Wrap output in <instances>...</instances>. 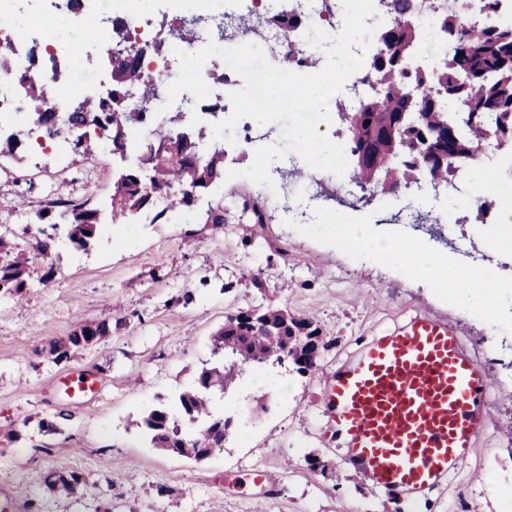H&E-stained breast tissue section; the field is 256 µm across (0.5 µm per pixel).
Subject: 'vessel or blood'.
<instances>
[{
	"label": "vessel or blood",
	"mask_w": 512,
	"mask_h": 512,
	"mask_svg": "<svg viewBox=\"0 0 512 512\" xmlns=\"http://www.w3.org/2000/svg\"><path fill=\"white\" fill-rule=\"evenodd\" d=\"M492 386L453 324L417 312L337 359L322 416L349 469L413 500L476 453Z\"/></svg>",
	"instance_id": "obj_1"
}]
</instances>
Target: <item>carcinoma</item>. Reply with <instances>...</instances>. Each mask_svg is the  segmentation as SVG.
Instances as JSON below:
<instances>
[{
	"mask_svg": "<svg viewBox=\"0 0 512 512\" xmlns=\"http://www.w3.org/2000/svg\"><path fill=\"white\" fill-rule=\"evenodd\" d=\"M389 5L390 21L377 29L369 68L362 78L377 88L350 108H339L347 113L342 122L350 129L348 152L352 156L368 143L370 130L384 118L405 113L395 135L377 138L372 159L356 167L355 182L372 197L392 194L397 187L409 192L422 181L448 184L491 143L499 150L512 149V21L465 28L449 0H430L426 7L436 12L441 36L450 41L451 50L440 49L438 64L428 69L418 63L417 49L424 34L415 23L410 0H389ZM267 24L292 32L302 20L285 11L259 13L241 18L237 28L253 32ZM197 30L195 19H176L167 25L168 39L144 47L130 36L123 21H112L109 90L70 103L65 112L53 111L52 104L60 89L71 82L72 70L57 69L49 83L16 75L25 91L27 124L49 137L63 138L68 165L92 159L104 147L122 158L134 151L136 160L114 177L110 202L114 220L147 210L154 211L157 220L189 209L224 177V145L211 142V125L221 120L220 113H208L210 121L204 122L182 110L167 112L156 128H150L157 119L155 103L165 87L144 76L141 59L148 50L163 53L171 42L192 43ZM15 38L14 28L0 26V73L13 71ZM282 63L311 65L315 57L290 44ZM132 86L140 94L133 108L127 104ZM135 131L144 135L133 147ZM19 147L15 133L0 140V154H9L20 167L25 157L17 154ZM199 217L211 233L223 232L224 198L211 202ZM100 224L99 211L83 202L57 211L48 207L38 211L35 222L23 228L28 236L25 248L15 237L0 233V294L23 292L32 255L50 257L61 229H66L76 248L85 249ZM252 311L261 316V324L242 342L237 322ZM321 331L314 318L275 306L242 309L226 316L213 336L215 364L203 367L193 384L179 394V417L160 404L142 415L136 427L159 451L194 460L209 446L224 447L229 428L221 425L224 415L212 409L210 395L231 387L242 367L251 363H286L290 373L309 374L338 343L336 338L323 344L310 339ZM109 333L107 320L84 324L52 343L49 353L56 363H68ZM46 481L55 494L64 497L78 494L84 484L76 473H51Z\"/></svg>",
	"mask_w": 512,
	"mask_h": 512,
	"instance_id": "cac0c4a2",
	"label": "carcinoma"
}]
</instances>
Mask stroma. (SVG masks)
Instances as JSON below:
<instances>
[{"mask_svg": "<svg viewBox=\"0 0 512 512\" xmlns=\"http://www.w3.org/2000/svg\"><path fill=\"white\" fill-rule=\"evenodd\" d=\"M20 140L24 168L0 158V232H20L48 197L101 201L111 194L110 152L68 168L55 149L39 150L30 134ZM226 150L224 168L239 176L213 189L224 198L222 234L211 235L191 209L153 224L108 223L88 249L57 242L51 281H44L45 264L36 257L22 297L0 296V428L20 433L0 449V512H394L392 492L349 470L326 436L320 380L360 340L418 311L454 322L465 345L493 346L484 367L494 388L479 453L445 490L400 508L459 512L465 503L469 512H504L498 490L512 489L506 428L512 421V288L497 289L499 329L490 332L479 292L443 289L387 263L356 259L334 239L336 228L360 224L405 237V226L380 223L384 206L402 202V195L324 214L318 224H293L281 209L283 193L241 177L253 152L231 144ZM500 155L498 167L481 160L470 166L477 182L494 187L485 217L465 211L455 197L428 204L449 221H462L489 265L512 261V240L488 239L492 220L512 218V151ZM255 192L266 214L262 227L242 208ZM22 195L30 202L23 212L16 207ZM267 305L315 315L338 346L304 377L275 364L247 367L213 400L217 410L235 412L238 426L205 459L151 448L135 420L154 405H174L176 393L211 362V338L227 314ZM103 318L111 319V334L73 362L53 361L51 341ZM81 375L95 378L94 392L69 398L61 380ZM44 421L55 431L42 430ZM311 453L327 461L331 476L309 472ZM256 470L266 475L263 486L247 479ZM53 471L82 475L83 494L54 496L45 483Z\"/></svg>", "mask_w": 512, "mask_h": 512, "instance_id": "1", "label": "stroma"}]
</instances>
